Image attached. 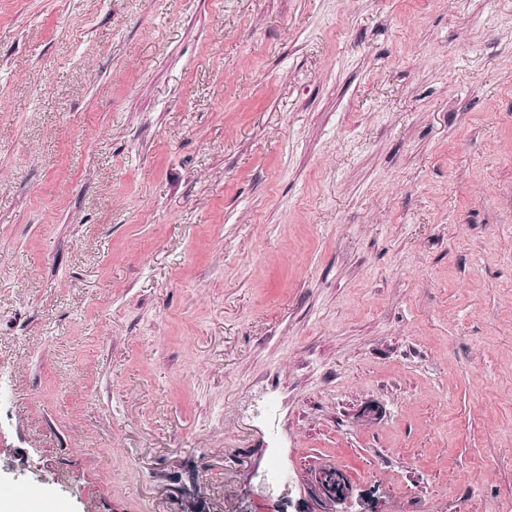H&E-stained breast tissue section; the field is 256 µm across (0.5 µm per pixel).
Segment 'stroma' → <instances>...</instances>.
<instances>
[{"instance_id": "obj_1", "label": "stroma", "mask_w": 512, "mask_h": 512, "mask_svg": "<svg viewBox=\"0 0 512 512\" xmlns=\"http://www.w3.org/2000/svg\"><path fill=\"white\" fill-rule=\"evenodd\" d=\"M1 370L18 512H512V0H0ZM312 487V489H311ZM352 495V487L344 473L334 467L321 468L315 473L309 487L310 501L323 506L321 512H351L343 507Z\"/></svg>"}]
</instances>
